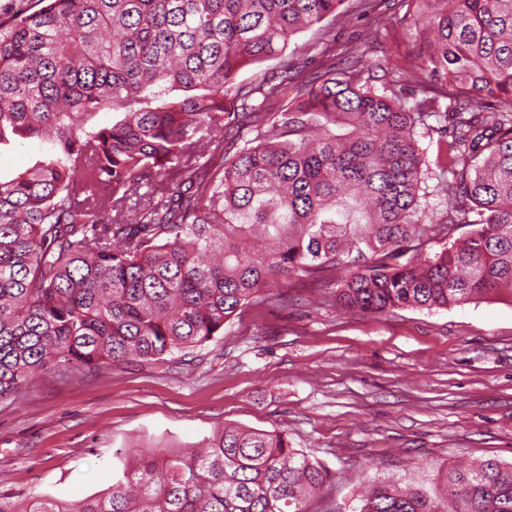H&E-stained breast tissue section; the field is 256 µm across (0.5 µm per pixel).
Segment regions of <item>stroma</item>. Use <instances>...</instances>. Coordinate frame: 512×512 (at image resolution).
Returning a JSON list of instances; mask_svg holds the SVG:
<instances>
[{"mask_svg":"<svg viewBox=\"0 0 512 512\" xmlns=\"http://www.w3.org/2000/svg\"><path fill=\"white\" fill-rule=\"evenodd\" d=\"M357 0L295 35L283 55L313 80L325 46L361 58L375 86L416 67L424 0ZM36 139L0 144V178L32 166ZM320 277L282 282L218 340L166 364L34 375L0 402V491L98 496L141 455L202 444L224 424L279 431L334 480L308 512H352L365 481L427 486L463 459L512 462V304L366 314Z\"/></svg>","mask_w":512,"mask_h":512,"instance_id":"1","label":"stroma"}]
</instances>
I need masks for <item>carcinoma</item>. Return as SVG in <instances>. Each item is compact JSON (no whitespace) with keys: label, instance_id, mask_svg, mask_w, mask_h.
Segmentation results:
<instances>
[{"label":"carcinoma","instance_id":"obj_1","mask_svg":"<svg viewBox=\"0 0 512 512\" xmlns=\"http://www.w3.org/2000/svg\"><path fill=\"white\" fill-rule=\"evenodd\" d=\"M344 2L0 5V143H48L0 180V401L52 367L165 362L281 299V281L325 270L341 273L335 300L363 313L512 302V109L495 106L512 104V0H428L430 52L381 89L325 47L320 83L263 131L297 77L287 42ZM273 58L271 76L235 85ZM409 83L421 99L402 96ZM230 93L256 131L232 156ZM105 110L122 118L92 124ZM430 117L451 120L438 218L415 140ZM333 478L282 433L226 426L137 459L101 496L0 492V512H307ZM356 512H512V462L451 466L430 489L372 483ZM280 59H270L247 66L239 71L236 76V85H250L261 81L279 66Z\"/></svg>","mask_w":512,"mask_h":512}]
</instances>
